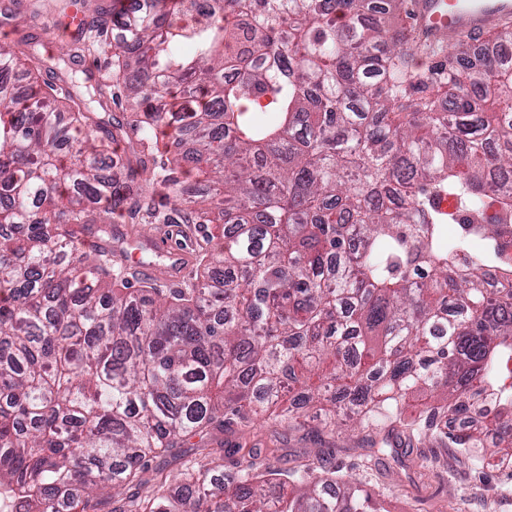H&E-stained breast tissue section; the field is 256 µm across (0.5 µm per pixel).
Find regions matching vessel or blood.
Returning <instances> with one entry per match:
<instances>
[{"label": "vessel or blood", "instance_id": "vessel-or-blood-1", "mask_svg": "<svg viewBox=\"0 0 512 512\" xmlns=\"http://www.w3.org/2000/svg\"><path fill=\"white\" fill-rule=\"evenodd\" d=\"M410 8L420 32L433 42L458 35L481 41L490 27L512 19V0H410ZM128 245L129 252L121 256L125 265L164 281L181 278L187 257L170 240L133 238Z\"/></svg>", "mask_w": 512, "mask_h": 512}]
</instances>
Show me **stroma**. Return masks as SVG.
<instances>
[{
	"label": "stroma",
	"instance_id": "35a3bbf8",
	"mask_svg": "<svg viewBox=\"0 0 512 512\" xmlns=\"http://www.w3.org/2000/svg\"><path fill=\"white\" fill-rule=\"evenodd\" d=\"M70 6L87 15L95 0H15V12L11 19L0 18V30L39 36L41 22ZM217 447L260 449L254 461L259 472L300 468L318 477L336 472L370 493L383 512H512V470L482 466L457 449L416 441L398 428L375 433L343 417L331 430L312 412L262 427L235 425L203 442L191 439L161 464L176 473Z\"/></svg>",
	"mask_w": 512,
	"mask_h": 512
}]
</instances>
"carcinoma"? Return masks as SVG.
I'll list each match as a JSON object with an SVG mask.
<instances>
[{
  "instance_id": "obj_1",
  "label": "carcinoma",
  "mask_w": 512,
  "mask_h": 512,
  "mask_svg": "<svg viewBox=\"0 0 512 512\" xmlns=\"http://www.w3.org/2000/svg\"><path fill=\"white\" fill-rule=\"evenodd\" d=\"M119 2L49 66L0 49V490L21 512H378L333 477L221 473L222 448L151 465L310 407L512 459V58L469 66L406 0ZM118 14L123 94L65 80ZM138 175L224 225L201 247L224 278L102 289L126 272L70 225L112 223ZM417 390L439 401L408 420Z\"/></svg>"
}]
</instances>
